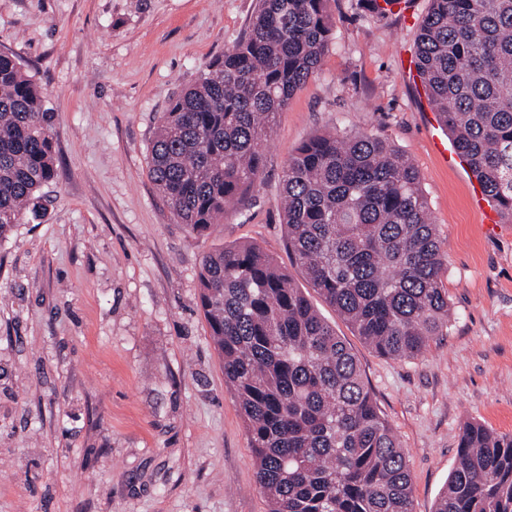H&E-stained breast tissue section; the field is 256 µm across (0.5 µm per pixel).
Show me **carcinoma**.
Returning <instances> with one entry per match:
<instances>
[{"instance_id":"carcinoma-1","label":"carcinoma","mask_w":512,"mask_h":512,"mask_svg":"<svg viewBox=\"0 0 512 512\" xmlns=\"http://www.w3.org/2000/svg\"><path fill=\"white\" fill-rule=\"evenodd\" d=\"M330 0H256L243 35L163 113L149 175L205 232L259 179L275 116L332 43ZM416 68L483 193L512 223V0H431ZM53 113L0 51V240L37 217L57 176ZM288 250L312 288L378 354L414 358L448 326L445 254L420 175L389 141L319 134L288 159ZM199 306L224 362L271 512H413L405 453L355 356L255 244L200 263ZM434 512H512V434L474 421Z\"/></svg>"}]
</instances>
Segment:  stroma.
Returning <instances> with one entry per match:
<instances>
[{"mask_svg":"<svg viewBox=\"0 0 512 512\" xmlns=\"http://www.w3.org/2000/svg\"><path fill=\"white\" fill-rule=\"evenodd\" d=\"M380 17L332 0L334 40L279 112L261 179L202 234L148 175L174 94L232 46L256 0H0V51L53 113L58 177L0 240V512H270L198 305L203 256L256 244L356 356L434 512L462 424L512 433V223L451 153L414 68L430 0ZM322 133L386 138L416 166L447 263L449 322L413 359L377 354L288 252L279 194Z\"/></svg>","mask_w":512,"mask_h":512,"instance_id":"obj_1","label":"stroma"}]
</instances>
